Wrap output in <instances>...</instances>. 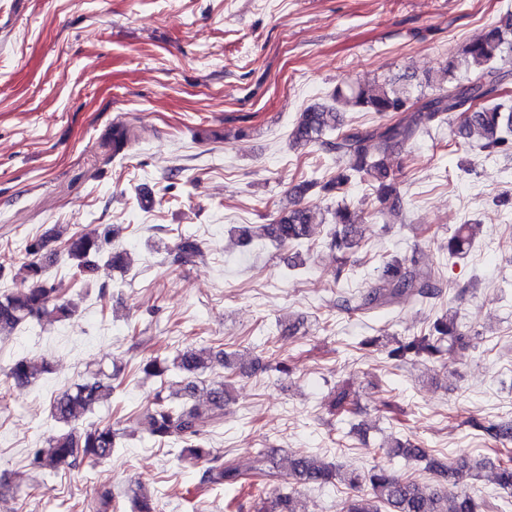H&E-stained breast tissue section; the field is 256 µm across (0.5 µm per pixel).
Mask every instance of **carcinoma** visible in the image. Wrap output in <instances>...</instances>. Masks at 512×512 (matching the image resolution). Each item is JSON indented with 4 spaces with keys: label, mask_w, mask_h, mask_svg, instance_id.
Wrapping results in <instances>:
<instances>
[{
    "label": "carcinoma",
    "mask_w": 512,
    "mask_h": 512,
    "mask_svg": "<svg viewBox=\"0 0 512 512\" xmlns=\"http://www.w3.org/2000/svg\"><path fill=\"white\" fill-rule=\"evenodd\" d=\"M512 42V14L490 26L477 40L462 49V57L451 59L438 78H427L438 85L432 96L414 94L406 85L388 82L381 85L341 83L333 93V106H311L298 113L290 141L296 146L320 144L325 151L346 158L345 167L330 179L320 182L304 179L293 184L288 194L292 207L268 224H250L233 228L239 241L250 244L268 241L275 246L301 245L310 239L313 226L323 222L320 208L309 204L315 193L343 194L356 178L374 182L379 204L374 214L393 209L400 202L396 171L387 164L395 151L417 140L431 126L442 123L454 114L457 133L464 142L487 153H499L512 148V108L492 100L498 88L512 79V72L494 66L503 46ZM472 66L475 73L461 79L453 78L455 69ZM373 112L381 121L370 126H350L345 112ZM131 134L123 127L112 129L113 155H125ZM328 249L350 251L359 247L363 238L364 217L347 204L331 210ZM476 225L461 224L448 238V254L463 256L475 242ZM116 237L113 224H97L83 231H73L67 225L56 224L46 235L27 242L13 279L23 287L0 294V336H8L25 323H40L48 317L59 321L76 315L74 305L65 297L61 284L46 276L43 250L51 239L65 246L64 253L72 261L83 287H92L96 265L92 258L107 257L112 267L129 270L133 265L126 250L108 249ZM174 261L182 262L201 255L196 240L181 237L170 249ZM440 284L428 271L421 269L419 259L393 257L387 260L369 289L338 306L353 311L371 312L402 301L427 300L436 297ZM462 338L456 316L446 313L433 322L425 333L396 341L387 351L394 361L434 358ZM216 358L210 347H187L169 356L153 355L139 364L149 377H164L170 371L189 379L207 368ZM49 371L46 363L35 364L18 359L9 368L8 377L17 386H28ZM116 386L103 378L82 379L55 395L51 415L60 428L38 448L28 452L29 465L36 470H56L63 465L79 462H104L116 445L117 432L110 424L78 426V422L100 403L112 397ZM228 384L214 382L206 388V408H179L156 398L154 407L143 418L144 431L160 443L173 441L181 445L180 458L193 463H207L201 484L208 488L234 487L247 492L254 502L255 512H302L295 485H344L355 491L339 504V512H485V501L466 490L470 481L480 477L478 463L461 458L454 463L435 459L429 467L438 476L434 483L421 486L412 478L394 471L373 467L366 472L342 471L331 462L304 455L278 459L259 451L248 467L235 457L216 455L206 447V429L224 420V403L229 401ZM350 393L339 388L330 392L328 413L344 417L352 413ZM389 456L408 461L424 460L427 453L412 442L391 443L385 449ZM496 488L508 497L512 505V456L498 461L493 473ZM131 512H156L153 500L138 491L131 499Z\"/></svg>",
    "instance_id": "obj_1"
}]
</instances>
